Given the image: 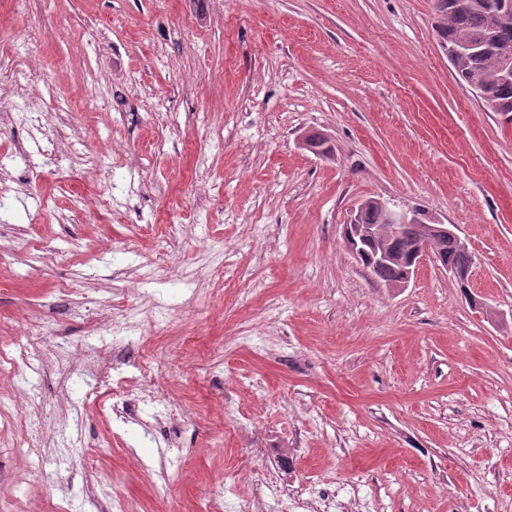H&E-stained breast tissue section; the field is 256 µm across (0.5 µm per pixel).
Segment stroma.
Wrapping results in <instances>:
<instances>
[{"label":"stroma","instance_id":"obj_1","mask_svg":"<svg viewBox=\"0 0 512 512\" xmlns=\"http://www.w3.org/2000/svg\"><path fill=\"white\" fill-rule=\"evenodd\" d=\"M437 23L433 0H0V43L50 79L39 108L99 160L0 124V154L25 146L0 209V350L20 315L84 354L121 346L88 313L154 300L137 342L190 415L150 430L90 376L1 372L6 410L58 419L69 399L88 464L57 469L56 437L31 455L0 428V512H97L101 492L205 512L258 477L267 512H512V119L458 82ZM368 199L455 225L480 306L433 262L401 291L357 264L343 226ZM132 244L155 275L126 273Z\"/></svg>","mask_w":512,"mask_h":512}]
</instances>
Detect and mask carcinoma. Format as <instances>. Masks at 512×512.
I'll list each match as a JSON object with an SVG mask.
<instances>
[{
    "mask_svg": "<svg viewBox=\"0 0 512 512\" xmlns=\"http://www.w3.org/2000/svg\"><path fill=\"white\" fill-rule=\"evenodd\" d=\"M439 18L437 32L456 77L479 90V99L490 112L512 116V79L504 77L512 61L502 55L512 49V22H503L505 0H434ZM359 223L374 230V245L391 256V260L370 268L384 284L397 285L405 278L412 253L415 230L398 236L388 226L386 211L369 204L361 210ZM439 258L454 269L470 265L471 253L451 237L434 241Z\"/></svg>",
    "mask_w": 512,
    "mask_h": 512,
    "instance_id": "carcinoma-1",
    "label": "carcinoma"
}]
</instances>
